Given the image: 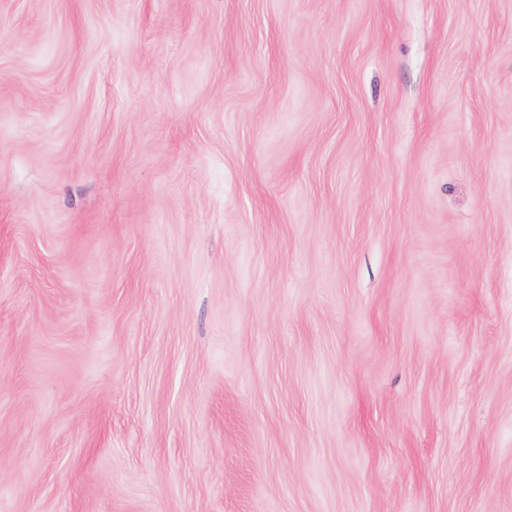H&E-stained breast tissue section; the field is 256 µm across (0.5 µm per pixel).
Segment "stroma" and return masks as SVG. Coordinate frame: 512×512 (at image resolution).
I'll use <instances>...</instances> for the list:
<instances>
[{
	"mask_svg": "<svg viewBox=\"0 0 512 512\" xmlns=\"http://www.w3.org/2000/svg\"><path fill=\"white\" fill-rule=\"evenodd\" d=\"M0 512H512V0H0Z\"/></svg>",
	"mask_w": 512,
	"mask_h": 512,
	"instance_id": "obj_1",
	"label": "stroma"
}]
</instances>
